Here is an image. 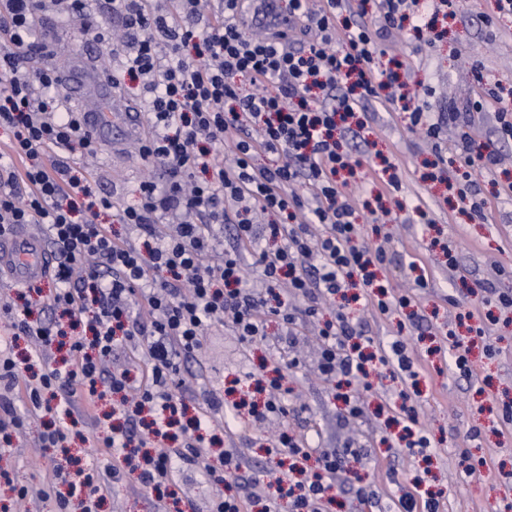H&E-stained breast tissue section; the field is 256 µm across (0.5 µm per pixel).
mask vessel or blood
<instances>
[{
  "label": "vessel or blood",
  "mask_w": 512,
  "mask_h": 512,
  "mask_svg": "<svg viewBox=\"0 0 512 512\" xmlns=\"http://www.w3.org/2000/svg\"><path fill=\"white\" fill-rule=\"evenodd\" d=\"M67 93L83 104L86 129L97 141H111L113 132L136 134L141 125L138 111L120 113L112 111L115 86L110 74L93 68L72 69L63 75ZM52 256L44 242L17 229L0 236V277L17 286L27 285L47 278Z\"/></svg>",
  "instance_id": "obj_1"
}]
</instances>
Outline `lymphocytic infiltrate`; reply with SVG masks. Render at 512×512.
<instances>
[{"mask_svg":"<svg viewBox=\"0 0 512 512\" xmlns=\"http://www.w3.org/2000/svg\"><path fill=\"white\" fill-rule=\"evenodd\" d=\"M447 0H382L377 22L339 23L348 0H106L107 18H94L87 0H0V130L8 150L0 153V233L16 224H39L57 259L55 289L42 320L39 307L24 301L10 313L13 338L33 347L24 361L0 355V447H12L29 417L55 416L41 433L45 448L61 447L74 397L88 407L118 396L122 424L110 414L94 416L97 446L121 458L123 469L93 475L53 469L41 487L14 486L17 499H54L69 512L79 499L83 512H97L104 492L123 474H135L138 491L176 498L180 463L196 466L204 480L223 486L209 512H250L260 477L243 472L242 458L224 449L213 465L201 430L218 413H246L255 420L287 415L288 379L300 361L272 356L252 379L264 393L262 406L214 400L188 416L175 379L197 351L206 330L231 323L247 343L266 340L269 323L297 335L317 320L337 294L371 287L388 253L364 243L355 226L348 192L358 166L345 149V135L359 136L365 101L383 92L399 96L393 71L379 67L377 33L412 28L422 33ZM210 19L198 24L202 11ZM79 22L98 44L110 43L113 23L129 36V51L113 81L140 80L148 97L152 131L141 155L163 170L162 182L147 180L137 204L123 208L119 223L127 237L113 236L103 215L113 212L111 195L91 173L71 167L74 146L95 149L82 114L60 101V71L46 62L28 71L24 57L36 48L38 21L47 14ZM300 20L296 38L290 21ZM336 106H327L330 96ZM412 129L439 143L444 127L460 141V198L476 176L495 174L500 156L476 142L467 113L431 116L421 106L409 114ZM228 160H220L223 150ZM243 212L236 244L221 249L216 228L226 209ZM276 216L270 225L248 214ZM280 246L261 247L265 236ZM255 248L261 288L244 287L246 248ZM318 369L346 385L342 420L364 411L371 391L369 365L383 377L404 380L413 362L406 339L373 346L343 310L319 331ZM63 406H56V398ZM275 445L288 469L269 480L270 502L288 499L292 512H329V490L343 471L333 450L314 452L307 437L282 431ZM317 456L318 466L306 465ZM67 482V493L57 486Z\"/></svg>","mask_w":512,"mask_h":512,"instance_id":"lymphocytic-infiltrate-1","label":"lymphocytic infiltrate"}]
</instances>
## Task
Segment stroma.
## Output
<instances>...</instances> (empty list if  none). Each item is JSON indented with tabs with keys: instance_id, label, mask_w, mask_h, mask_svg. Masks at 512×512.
Returning <instances> with one entry per match:
<instances>
[{
	"instance_id": "obj_1",
	"label": "stroma",
	"mask_w": 512,
	"mask_h": 512,
	"mask_svg": "<svg viewBox=\"0 0 512 512\" xmlns=\"http://www.w3.org/2000/svg\"><path fill=\"white\" fill-rule=\"evenodd\" d=\"M38 37L52 53L59 69L74 66L119 68L127 48L115 42L106 60H99V48L90 33L55 16H45ZM387 56L398 58L409 85L426 87L417 104L429 112L457 110L470 115L472 133L482 143L495 141L491 109L474 111L472 103L490 87L500 94L512 93V17L500 15L497 0H458L453 16L438 19L433 31L414 36L412 31L385 35L380 42ZM483 81H476L475 71ZM366 143L352 154L361 162L360 176L350 192L357 207V232L374 245L379 241L373 213L382 208L398 212V224L390 252L395 261L380 272L392 293L412 291L420 328L407 335V350L422 370L417 386H404L384 377L373 380L374 388L363 394L365 416L354 427L338 421L339 404L332 384L317 372L319 342L315 324H308L294 346H286L282 330L270 323L266 341L247 344L232 324L212 327L202 338L201 348L184 363L179 375L190 402H200L211 393L223 396L235 386L246 387L250 372L258 370L275 351L291 350L302 367L291 385L295 397L288 418L271 414L263 421H228L224 443L238 449L257 475L278 471L279 455L267 447L283 428L307 434L318 449H343L346 442L365 446L371 461L346 457L348 477L359 478L385 492L379 504L387 512L391 497L399 488L419 483L421 491L438 494L442 512H512V423H503L498 409L512 400V321H499L486 335L475 338L471 351L473 376L466 379L449 369V353L432 354L448 330L465 334L459 324L462 310L479 305L478 285L502 283L512 289V200L497 196L494 183L480 178L481 196L486 201L485 218H472L470 201L461 199L455 188L456 167L449 159L455 149V135L444 132L442 151L434 153L418 131L408 125L405 113L385 101L368 104ZM136 138L123 140L121 148L99 145L95 153L79 149L73 154L76 166L96 173L102 192L111 194L116 208L135 204L143 181L159 179L160 170L140 157ZM394 166L397 187H390L381 169ZM425 210L429 223H422L418 210ZM450 247L458 267L449 270L443 247ZM429 286L414 287L417 277ZM458 296L459 306L448 302ZM353 324L366 325L374 341H389L406 311L382 315L366 301L349 305ZM413 405L421 427L433 446L430 460L408 455L397 447L396 429L385 426L386 416L378 407ZM74 425L66 451L40 447L37 437L42 419H35L19 447L0 448V471L23 484L39 486L53 467L69 466L100 470L110 464L94 446V432L84 412H74ZM480 461L478 473L461 475L463 456Z\"/></svg>"
}]
</instances>
